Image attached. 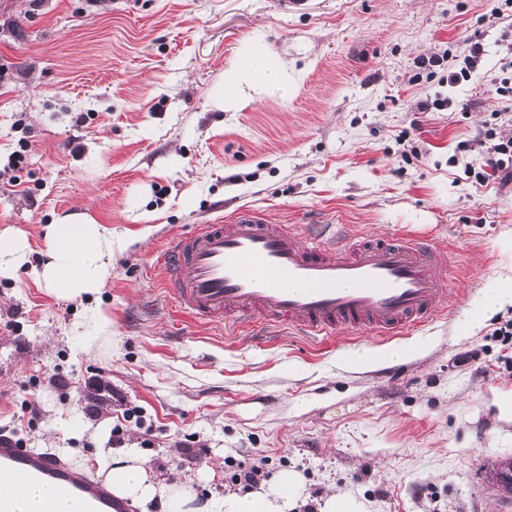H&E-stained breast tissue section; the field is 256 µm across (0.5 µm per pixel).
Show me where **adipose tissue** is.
Listing matches in <instances>:
<instances>
[{
    "label": "adipose tissue",
    "instance_id": "obj_1",
    "mask_svg": "<svg viewBox=\"0 0 512 512\" xmlns=\"http://www.w3.org/2000/svg\"><path fill=\"white\" fill-rule=\"evenodd\" d=\"M293 85L285 65L273 57L263 42L245 45L224 71V91L216 104L236 111L250 104L251 93L288 96ZM124 247L112 229L88 215L74 213L47 225L42 261L32 274L47 292L65 301L85 303L89 314L82 326L89 335L112 333V317L98 297L112 276V259ZM512 305V277L504 276L482 289L469 309V328L485 324L505 306ZM101 472L115 496L132 504L158 501L162 512H301L309 501L306 483L296 470L284 469L253 489L227 491L203 508L192 507L188 485L156 480L146 458L136 448L113 457Z\"/></svg>",
    "mask_w": 512,
    "mask_h": 512
}]
</instances>
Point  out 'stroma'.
Segmentation results:
<instances>
[{
    "label": "stroma",
    "instance_id": "35a3bbf8",
    "mask_svg": "<svg viewBox=\"0 0 512 512\" xmlns=\"http://www.w3.org/2000/svg\"><path fill=\"white\" fill-rule=\"evenodd\" d=\"M490 0H0V230L23 231L29 264L0 276V431L97 475L133 446L201 504L238 467L296 469L311 499L336 489L370 512H512L480 476L512 456V306L469 332L482 288L512 275V183L473 188L485 133L512 137V6ZM288 65V97L215 107L242 45ZM470 80L450 83L472 41ZM443 63L432 73L417 62ZM443 109L432 108L435 100ZM27 143L21 172L10 154ZM20 184H13V175ZM274 224L327 220L339 242L427 233L447 315L404 336L414 352L349 368L380 343L344 331L233 334L179 316L162 288V243L238 208ZM80 212L127 241L87 310L31 274L47 225ZM121 429L113 437V429ZM199 459H191L193 450Z\"/></svg>",
    "mask_w": 512,
    "mask_h": 512
}]
</instances>
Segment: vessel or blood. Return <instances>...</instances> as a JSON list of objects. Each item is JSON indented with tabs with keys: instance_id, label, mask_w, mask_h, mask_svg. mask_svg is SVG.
Listing matches in <instances>:
<instances>
[{
	"instance_id": "vessel-or-blood-1",
	"label": "vessel or blood",
	"mask_w": 512,
	"mask_h": 512,
	"mask_svg": "<svg viewBox=\"0 0 512 512\" xmlns=\"http://www.w3.org/2000/svg\"><path fill=\"white\" fill-rule=\"evenodd\" d=\"M446 255L415 239L339 246L308 224H271L263 211H240L224 224H199L170 237L162 285L192 320L234 329L285 327L325 342L344 329L385 339L445 315L436 270ZM486 478L512 496V459L483 461ZM48 480L77 512H133L111 487L62 458L0 437V484Z\"/></svg>"
}]
</instances>
